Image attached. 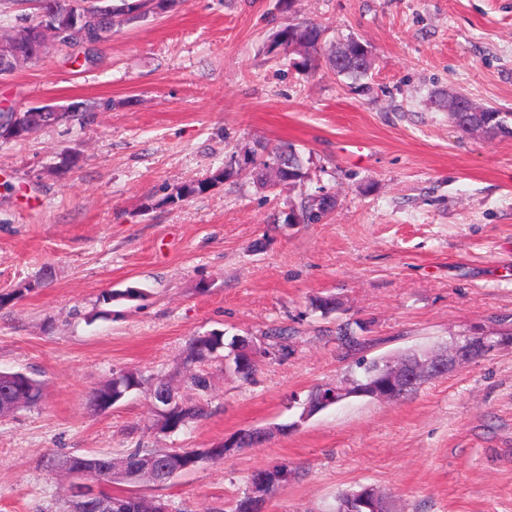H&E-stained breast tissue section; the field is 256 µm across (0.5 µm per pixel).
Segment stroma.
<instances>
[{
	"label": "stroma",
	"mask_w": 512,
	"mask_h": 512,
	"mask_svg": "<svg viewBox=\"0 0 512 512\" xmlns=\"http://www.w3.org/2000/svg\"><path fill=\"white\" fill-rule=\"evenodd\" d=\"M324 31L317 69L271 47L289 19ZM350 37L372 52L367 87L328 62ZM512 112V0H184L114 27L94 46L48 42L0 76V111L73 101L88 122L0 141V293L49 280L0 308V370L41 381L34 408L0 419V512H64L70 479L46 461L142 448H208L278 427L163 486L167 512H231L254 471L288 465L264 512H336L370 485L389 512H512V344L406 398H352L306 422L290 398L352 367L334 330L360 322L365 357L439 349L473 329H512V139L466 135L444 96ZM262 141L295 144L307 177L258 189L252 167L205 194L164 196ZM78 165L56 171L60 153ZM334 194L317 224L285 218ZM130 286L144 299L103 305ZM340 310L312 312L317 296ZM288 352L253 381L213 359L195 389L189 336L213 330ZM146 386L107 413L90 392L125 373ZM202 403L182 432L154 427L148 388Z\"/></svg>",
	"instance_id": "35a3bbf8"
}]
</instances>
